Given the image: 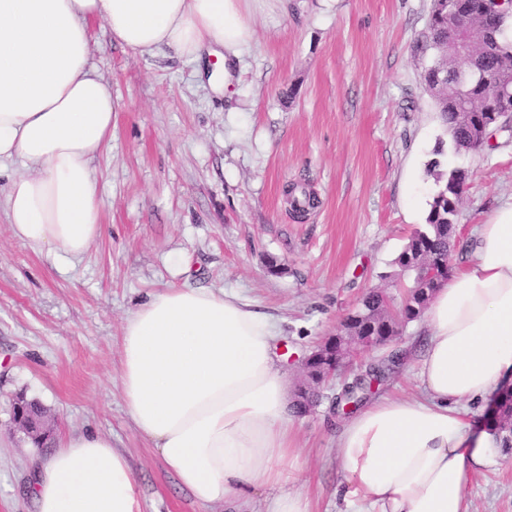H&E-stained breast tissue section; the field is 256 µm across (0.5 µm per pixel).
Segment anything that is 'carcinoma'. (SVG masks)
Masks as SVG:
<instances>
[{"label": "carcinoma", "mask_w": 512, "mask_h": 512, "mask_svg": "<svg viewBox=\"0 0 512 512\" xmlns=\"http://www.w3.org/2000/svg\"><path fill=\"white\" fill-rule=\"evenodd\" d=\"M465 17L474 40L468 54L453 57L446 50L448 35L454 32L456 18ZM512 0H433L429 31L421 49L435 51L433 61L425 66L420 79L432 93L436 111L448 128L452 145L463 141L468 151L479 152L491 145L487 131L512 135V126L504 116L512 112V96L502 98L488 87L486 75L493 72L501 87L512 89ZM478 67L480 73L457 86L451 77ZM466 174L460 169L448 172L432 198L425 228L414 232L404 250L394 261L396 280L406 276L410 286L397 302L378 289L367 291L360 299L362 316L347 315L344 327L361 344L376 347L401 335L403 327L419 318L434 289L424 285L418 269L428 264L440 265L444 275L450 272L452 224L462 201ZM386 369L378 368L347 385L336 406H357L373 384L383 382ZM498 412L494 430L504 453H512V389L504 388L496 397ZM321 404L315 387L304 390L291 406L296 416L311 413Z\"/></svg>", "instance_id": "1"}]
</instances>
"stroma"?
<instances>
[{
    "instance_id": "1",
    "label": "stroma",
    "mask_w": 512,
    "mask_h": 512,
    "mask_svg": "<svg viewBox=\"0 0 512 512\" xmlns=\"http://www.w3.org/2000/svg\"><path fill=\"white\" fill-rule=\"evenodd\" d=\"M432 0H248L253 31L224 96L196 63L137 56L90 27L92 60L120 110L94 160L104 231L73 265L24 245L0 213V512H36L34 447L12 420L16 395L46 408L51 436L111 437L137 480L142 512H228L198 506L132 428L120 384L126 320L169 287L234 293L267 314L292 384L309 352L368 288L400 297L387 275L425 222L437 185L427 169L469 173L452 256L512 201V142L455 151L419 74ZM313 192L302 219L286 186ZM281 267L270 271L271 264ZM423 321L395 348H359L315 414L300 418L294 490L312 512H345L332 401L345 384L421 349ZM470 512H512V454L465 492Z\"/></svg>"
}]
</instances>
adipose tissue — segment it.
I'll list each match as a JSON object with an SVG mask.
<instances>
[{
	"mask_svg": "<svg viewBox=\"0 0 512 512\" xmlns=\"http://www.w3.org/2000/svg\"><path fill=\"white\" fill-rule=\"evenodd\" d=\"M243 3L0 0V162L25 167L0 211L16 238L64 263L103 232L91 162L118 104L91 61V22L140 56L198 63L222 52L210 81L226 85L252 40ZM425 326L419 397L370 401L337 438L340 493L354 512H469L465 492L499 445L472 406L512 383V202L474 230ZM120 379L134 430L197 503L248 512L279 486L267 512H311L285 489L302 451L265 314L201 289L154 293L123 327ZM32 494L37 512H141L126 456L96 432L59 438Z\"/></svg>",
	"mask_w": 512,
	"mask_h": 512,
	"instance_id": "1",
	"label": "adipose tissue"
}]
</instances>
